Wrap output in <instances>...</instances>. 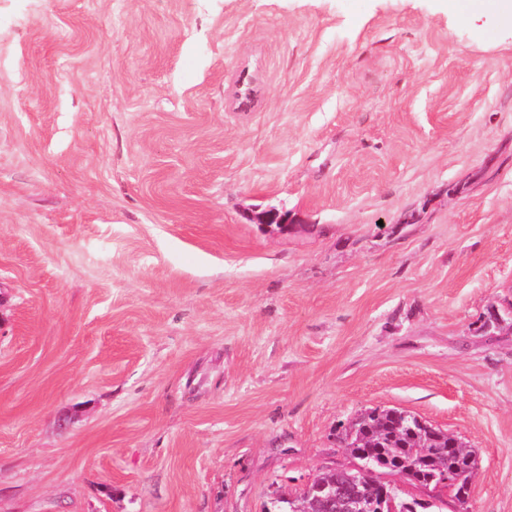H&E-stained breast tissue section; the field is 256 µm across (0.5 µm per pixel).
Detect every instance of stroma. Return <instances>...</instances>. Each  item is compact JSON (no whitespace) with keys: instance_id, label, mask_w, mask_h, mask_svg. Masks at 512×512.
I'll use <instances>...</instances> for the list:
<instances>
[{"instance_id":"35a3bbf8","label":"stroma","mask_w":512,"mask_h":512,"mask_svg":"<svg viewBox=\"0 0 512 512\" xmlns=\"http://www.w3.org/2000/svg\"><path fill=\"white\" fill-rule=\"evenodd\" d=\"M376 408L512 512V23L0 0V512H265Z\"/></svg>"}]
</instances>
